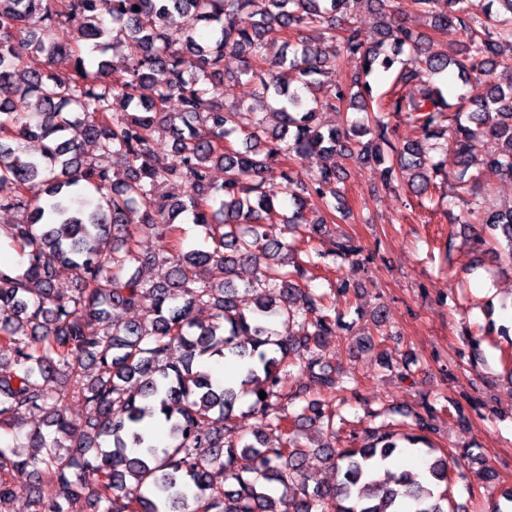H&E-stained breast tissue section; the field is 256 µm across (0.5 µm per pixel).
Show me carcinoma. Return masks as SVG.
I'll use <instances>...</instances> for the list:
<instances>
[{"label":"carcinoma","mask_w":512,"mask_h":512,"mask_svg":"<svg viewBox=\"0 0 512 512\" xmlns=\"http://www.w3.org/2000/svg\"><path fill=\"white\" fill-rule=\"evenodd\" d=\"M351 2L0 0V84L14 90L0 100V189H10L0 209L21 213L8 236L24 258L20 270L0 268V347L10 351L0 357V431L37 421L16 443L27 452L0 446V505L24 476L53 488L44 497L27 486L33 512H449L457 457L419 448L421 439L408 434L428 468L397 472L391 462L407 448L385 426L343 448L356 423L315 399L288 412L304 394L289 380L296 368L341 405L358 397L321 354L350 284L341 280L331 293L308 287L322 253L307 245L339 198L331 156L360 155L381 167L385 186L400 178L418 199L437 180L453 182L472 196L457 222L489 232L512 264V207L476 197L484 168L512 182V0H489L479 24L468 0H409L448 37L438 51L395 17L397 0H366L377 18L368 41L348 21ZM74 12L87 22L71 36L65 22ZM200 22L210 27L207 43L196 38ZM173 27L182 30L177 45ZM312 29L333 43L332 55L309 43ZM110 44L125 51L120 67L98 59ZM28 53L44 55L51 70L22 66ZM226 54L239 58L238 75L251 85L247 106L225 102ZM350 60L359 68L346 74ZM331 70L338 79L324 93L321 76ZM383 73L395 79L377 96L373 79ZM423 74L427 84L409 93ZM444 75L463 87L481 81L486 95L450 94L436 83ZM146 84L154 87L149 100L138 95ZM326 110L340 123H321ZM350 110L365 117L352 120ZM269 115L277 127L266 128ZM394 117L416 139H392ZM162 128L179 167L162 161ZM236 134L240 148L230 142ZM484 138L499 148L479 157ZM25 139L42 143L40 156L21 148ZM87 143L124 177L111 179L84 154ZM297 159L317 161L304 182L289 165ZM274 161L284 167L277 190L263 180ZM215 166L224 169L220 184L211 179ZM161 185L173 192L157 194ZM306 194L325 214L307 218ZM285 200L292 209L282 208ZM185 220L205 230L210 249L185 243ZM159 230L175 238L168 255L152 251ZM360 253L346 234L329 251L342 260ZM157 264L168 267L164 279L144 282L143 270ZM57 265L72 280L68 296L54 283ZM240 265L258 277L235 284L230 274ZM213 266L224 268L218 285L207 277ZM199 306L212 310L210 321L194 318ZM131 310L144 316L130 321ZM280 320L297 329L277 336L272 324ZM174 348L183 358L170 359ZM204 356L247 363L239 387L214 385L194 366ZM53 379L61 386L51 391ZM241 395L261 420L248 439L233 435ZM310 426L331 440L321 451L336 471L332 485L305 474L300 431ZM267 429L279 432L278 442L267 441Z\"/></svg>","instance_id":"cac0c4a2"}]
</instances>
